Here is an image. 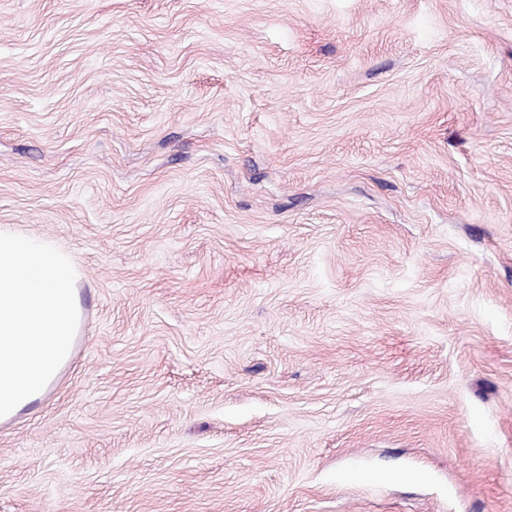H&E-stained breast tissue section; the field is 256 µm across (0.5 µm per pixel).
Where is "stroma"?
<instances>
[{"label":"stroma","mask_w":512,"mask_h":512,"mask_svg":"<svg viewBox=\"0 0 512 512\" xmlns=\"http://www.w3.org/2000/svg\"><path fill=\"white\" fill-rule=\"evenodd\" d=\"M0 228V512H512V0H0Z\"/></svg>","instance_id":"35a3bbf8"}]
</instances>
